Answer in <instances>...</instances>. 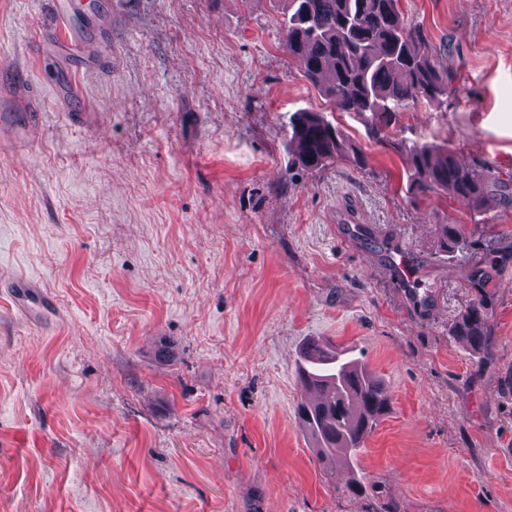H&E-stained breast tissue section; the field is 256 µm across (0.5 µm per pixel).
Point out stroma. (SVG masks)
Instances as JSON below:
<instances>
[{
  "mask_svg": "<svg viewBox=\"0 0 512 512\" xmlns=\"http://www.w3.org/2000/svg\"><path fill=\"white\" fill-rule=\"evenodd\" d=\"M83 2L71 57L38 37L51 0H0V276L51 299H0V512H512V188L475 210L404 173L417 142L512 174V0H401L451 92L384 142L288 57L279 0ZM302 110L365 163H295ZM482 295L488 355L453 332ZM313 338L391 397L350 465L295 416ZM436 231L438 247L444 251L463 250L470 244L463 225L438 224ZM386 249L391 276L396 280L397 285L407 287L411 280V274L408 259L402 251V247L392 242L386 246ZM11 297L17 310L28 318H35L36 306H42L44 291L39 285L22 278L12 280Z\"/></svg>",
  "mask_w": 512,
  "mask_h": 512,
  "instance_id": "1",
  "label": "stroma"
}]
</instances>
